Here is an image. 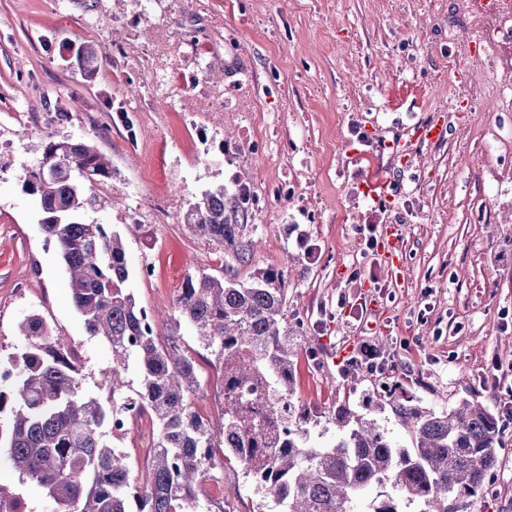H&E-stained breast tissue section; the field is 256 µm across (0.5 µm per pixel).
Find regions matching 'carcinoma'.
<instances>
[{
  "label": "carcinoma",
  "instance_id": "obj_1",
  "mask_svg": "<svg viewBox=\"0 0 512 512\" xmlns=\"http://www.w3.org/2000/svg\"><path fill=\"white\" fill-rule=\"evenodd\" d=\"M31 151L36 160L24 186L39 200L41 230L66 266L87 332L111 350L112 391H122L120 370L136 359L139 414L158 428L149 476L136 483L125 453L107 440L128 402L109 408L82 392V365L51 341L40 315L28 316L19 324L28 345L6 359L15 373L0 387V439L21 479L45 491L52 512H211L199 489L218 450L279 512H467L489 495L502 435L499 416L481 402L461 399L436 412L392 381L393 408L411 433L410 448L376 417L385 395H373L374 407L364 413L346 405L300 412L294 359L302 348L311 356L316 349L309 336L302 348L294 341L285 271L266 268L248 282L237 276L252 259V241L243 234L248 185L232 193L208 188L189 202L182 222L224 251V269L188 274L171 310L153 314L127 287L122 235L84 219L98 206L93 184L112 174L110 159L52 132ZM184 326L222 372L220 421L196 407L204 388L182 341Z\"/></svg>",
  "mask_w": 512,
  "mask_h": 512
}]
</instances>
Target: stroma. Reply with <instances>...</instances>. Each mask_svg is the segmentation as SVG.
<instances>
[{"label": "stroma", "instance_id": "1", "mask_svg": "<svg viewBox=\"0 0 512 512\" xmlns=\"http://www.w3.org/2000/svg\"><path fill=\"white\" fill-rule=\"evenodd\" d=\"M180 5L146 23L141 0H0V357L22 349L16 326L43 317L53 335L77 346L83 390L111 404L104 373L111 351L89 335L71 297L69 275L23 186L31 142L56 132L89 142L112 162L94 185L101 207L87 221L124 238L128 282L148 312L171 308L187 274L221 272L224 253L193 236L181 216L207 188L245 179L266 198L264 221L249 218L252 261L238 277L276 266L286 272L288 314L312 336L319 360L299 354L294 400L319 412L360 408L376 376L345 365L367 342L420 406L442 411L477 398L495 413L512 393V44L491 45L501 15L468 22L469 0H208ZM461 24L448 39V20ZM194 45L224 86V112L204 126L159 100L151 76L125 58L130 41ZM93 43L101 62L89 71L74 49ZM466 47L467 62L448 77L444 58ZM71 113L52 123L51 113ZM443 116L447 140L425 148L408 168L377 145H359L365 125L389 140L421 118ZM258 143L246 154L243 141ZM390 178L403 195L377 207L364 181ZM150 216L129 224L125 213ZM386 224L402 229L403 266L392 272L377 248ZM153 274L143 278L140 265ZM380 306L359 322L363 295ZM209 352L195 355L204 395L198 409L224 408L223 378ZM499 384H492V376ZM155 435L133 426L118 447L133 478L146 474ZM498 454L493 497L473 512H512V428ZM213 512H259L240 465L217 467L204 486Z\"/></svg>", "mask_w": 512, "mask_h": 512}]
</instances>
